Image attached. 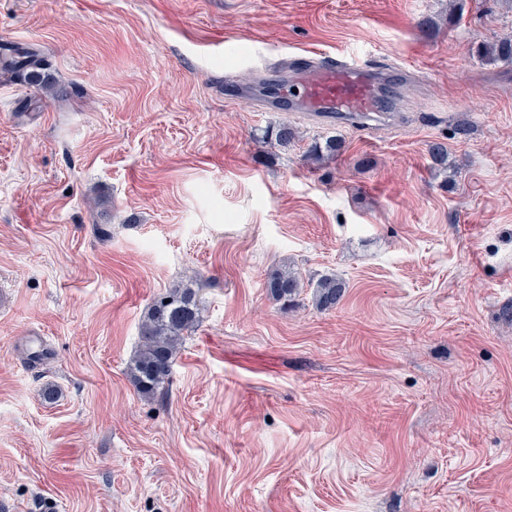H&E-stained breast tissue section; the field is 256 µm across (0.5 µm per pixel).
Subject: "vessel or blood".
Segmentation results:
<instances>
[{"label": "vessel or blood", "instance_id": "1", "mask_svg": "<svg viewBox=\"0 0 512 512\" xmlns=\"http://www.w3.org/2000/svg\"><path fill=\"white\" fill-rule=\"evenodd\" d=\"M386 82V74L365 61L324 56L316 63L304 61L293 82L276 88L265 105L270 109L285 105L295 112L345 119L359 126L370 113L382 111Z\"/></svg>", "mask_w": 512, "mask_h": 512}]
</instances>
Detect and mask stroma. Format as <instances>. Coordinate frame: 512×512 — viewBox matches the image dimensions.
<instances>
[{"label":"stroma","mask_w":512,"mask_h":512,"mask_svg":"<svg viewBox=\"0 0 512 512\" xmlns=\"http://www.w3.org/2000/svg\"><path fill=\"white\" fill-rule=\"evenodd\" d=\"M457 3L0 0L50 84L0 74V512H512V0ZM259 52L392 71L383 119L267 109ZM190 283L142 396L140 327ZM267 288L274 299L288 304L296 295L300 284L295 275L284 269L276 271L269 276ZM346 285L343 280L334 276L322 278L316 285L314 293L315 306L320 311L336 309L340 304ZM200 303V288L188 284L172 287L154 303L140 328V350L128 368L142 395L154 394L168 380L183 335L198 320Z\"/></svg>","instance_id":"stroma-1"}]
</instances>
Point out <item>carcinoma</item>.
Instances as JSON below:
<instances>
[{
    "instance_id": "carcinoma-1",
    "label": "carcinoma",
    "mask_w": 512,
    "mask_h": 512,
    "mask_svg": "<svg viewBox=\"0 0 512 512\" xmlns=\"http://www.w3.org/2000/svg\"><path fill=\"white\" fill-rule=\"evenodd\" d=\"M42 68L43 59L34 48L7 46L0 52V69L22 77L31 85L47 86ZM267 288L274 299L286 304L296 295L300 284L295 275L284 269L269 276ZM345 288L341 279L334 276L322 278L314 293L316 308L320 311L335 309ZM200 303V289L188 284L172 288L154 303L140 328V350L128 368L138 392L152 395L168 380L183 335L198 320Z\"/></svg>"
}]
</instances>
